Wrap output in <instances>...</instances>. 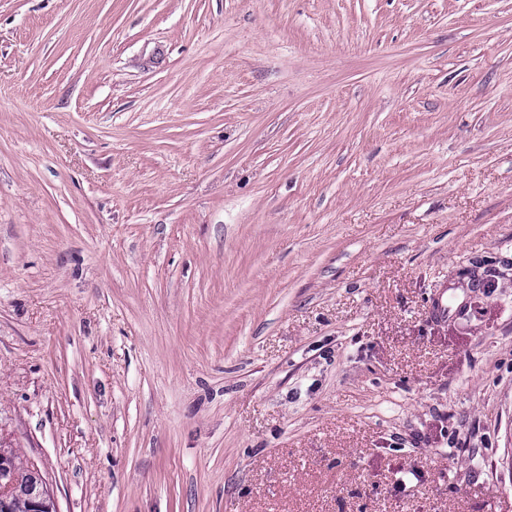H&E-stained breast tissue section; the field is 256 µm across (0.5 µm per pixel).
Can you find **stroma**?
<instances>
[{
    "instance_id": "1",
    "label": "stroma",
    "mask_w": 512,
    "mask_h": 512,
    "mask_svg": "<svg viewBox=\"0 0 512 512\" xmlns=\"http://www.w3.org/2000/svg\"><path fill=\"white\" fill-rule=\"evenodd\" d=\"M0 438L58 512H512V0H0Z\"/></svg>"
}]
</instances>
